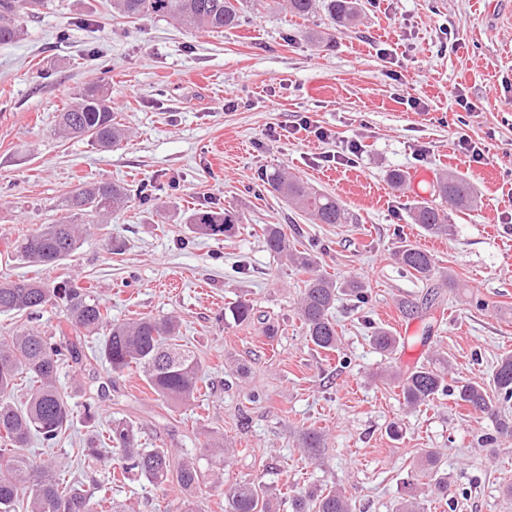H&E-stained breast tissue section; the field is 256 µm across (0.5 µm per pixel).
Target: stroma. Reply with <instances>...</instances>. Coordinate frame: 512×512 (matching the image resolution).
Returning <instances> with one entry per match:
<instances>
[{
	"instance_id": "1",
	"label": "stroma",
	"mask_w": 512,
	"mask_h": 512,
	"mask_svg": "<svg viewBox=\"0 0 512 512\" xmlns=\"http://www.w3.org/2000/svg\"><path fill=\"white\" fill-rule=\"evenodd\" d=\"M329 24L322 11L303 19L268 5L240 28L188 33L168 19L113 17L109 0H52L24 18L20 41L0 43V238L56 223L62 197L82 182L151 194L90 227L57 268L0 251V275L89 281L116 321L177 316L203 367L201 396L169 407L137 372L61 366L74 423L54 447L32 441L34 461H65L69 480L86 485L106 476L82 455L90 402L95 427L130 417L148 448L192 452L222 433L236 454L197 489L204 512H224L223 486L240 477L264 484L275 512H289L294 492L335 484L354 512H392L424 448L441 452L450 490L426 498L424 512H512V438L480 447L491 418L451 396L408 410L396 384L376 379L386 361L369 341L374 325L399 336L402 371L447 356L452 382L487 378L512 351V0H365L357 26L317 44L313 33ZM97 81L129 132L109 150L54 134L58 113ZM411 95L423 110L410 107ZM228 99L235 107L221 109ZM303 116L328 138L294 130ZM463 138L483 162L470 160ZM353 143V162H333ZM276 169L335 195L349 223H310L263 192L262 175ZM393 169L407 176L402 189L387 179ZM450 169L473 183L476 202L449 210L452 235H423L410 208L433 199L427 175ZM198 209L235 210L242 221L230 237L191 238L183 220ZM266 224L284 225L337 282L367 286L366 302L344 296L332 311L338 353L307 340L296 312L304 275L267 251ZM403 237L431 254L433 281L392 260ZM452 278L459 290L449 289ZM240 299L257 321L225 319ZM403 299L420 303L417 315H401ZM265 319L278 322L275 338L263 334ZM233 363L246 375L233 374ZM393 425L400 439L389 436ZM313 429L326 441L316 460L301 449ZM112 496L132 512H178L182 499L176 484L144 479L114 483Z\"/></svg>"
}]
</instances>
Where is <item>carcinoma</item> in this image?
Returning <instances> with one entry per match:
<instances>
[{"label":"carcinoma","instance_id":"obj_1","mask_svg":"<svg viewBox=\"0 0 512 512\" xmlns=\"http://www.w3.org/2000/svg\"><path fill=\"white\" fill-rule=\"evenodd\" d=\"M291 14L308 16L324 10L339 30L359 16L361 0H277ZM250 0H112V15L123 19L168 18L189 32L222 33L241 26ZM49 0H0V43L11 42L23 34L21 18L39 13ZM57 131L63 136L83 137L99 147L111 148L127 138V131L116 121L111 101L104 88L91 85L81 90L58 115ZM265 191L276 195L306 213L314 224H343L347 221L344 204L337 197L316 191L284 170L266 176ZM435 192L457 208L474 204L476 190L459 172L442 173ZM132 189L112 182H86L62 198L65 216L55 224H45L24 233L11 243L12 253L21 260L45 268L61 265L78 249L87 231L84 219L98 226L106 218L131 202ZM411 219L423 233L448 236L452 226L447 214L432 200L417 201ZM240 214L233 211H197L187 218L188 230L202 236H229ZM262 234L267 248L283 255L302 270L298 316L306 337L315 348L338 350L340 338L331 317L338 295L347 293L363 301L366 285L357 280L338 284L324 273L317 257L296 250L280 224H266ZM393 259L415 277L430 281L435 277V262L430 254L402 241L392 253ZM48 305L63 309L64 321L74 335L64 330L48 336L35 327H21L0 333V512H128L127 506L107 496L109 485L138 475L150 483H177L185 493L180 512H201L194 491L203 479L201 460L223 459L230 449L224 447V435L211 433L201 444L200 455H179L168 448H145L138 426L128 418L115 420L107 429L95 433L82 450L84 457L98 461L110 449L121 458L120 472H113L98 494H89L66 480L67 465H38L24 452L30 439L38 437L48 447L55 446L70 429L74 412L68 395L58 385V371L64 363L82 365L91 361L108 364L120 373L139 369L150 388L169 404L186 403L201 394L202 368L193 351L180 343L179 323L173 316L140 317L114 321L106 304L92 287L64 279L50 284L42 279H12L0 276V313L23 314ZM238 324L252 320L253 306L240 300L227 307ZM375 351L383 356L397 353L399 338L384 326H375L370 335ZM379 376L395 381L404 404L415 409L448 393L456 402L475 412L494 411V404H512V353L496 362L488 381L448 384V360L428 361L398 372L388 366ZM27 387L25 400L17 402L12 393L17 381ZM311 457L321 455L324 436L306 432L301 441ZM418 469L429 482L425 492L438 499L448 496V472L441 453L426 449L418 457ZM224 498L230 512H273L272 495L251 479H237L225 485ZM291 512H353L352 500L345 488L332 486L318 492H298L288 497ZM393 512H421L420 495L410 490L399 498Z\"/></svg>","mask_w":512,"mask_h":512}]
</instances>
